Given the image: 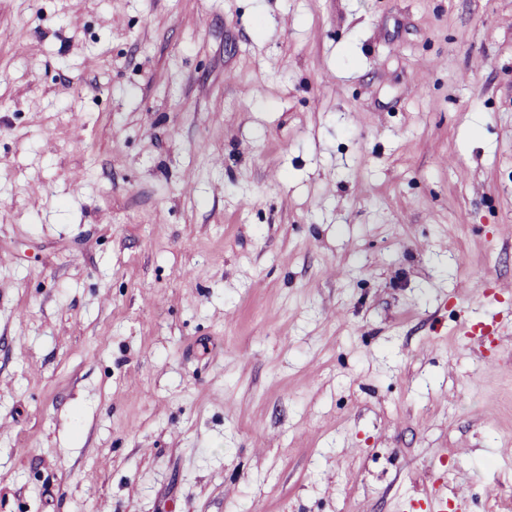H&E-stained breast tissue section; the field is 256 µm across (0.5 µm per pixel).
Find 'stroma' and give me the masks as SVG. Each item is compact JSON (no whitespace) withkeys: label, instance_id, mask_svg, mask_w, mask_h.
<instances>
[{"label":"stroma","instance_id":"obj_1","mask_svg":"<svg viewBox=\"0 0 512 512\" xmlns=\"http://www.w3.org/2000/svg\"><path fill=\"white\" fill-rule=\"evenodd\" d=\"M512 0H0V512H512ZM503 324V317L499 311L488 309L482 319L465 322L466 336L477 337L478 340L498 332Z\"/></svg>","mask_w":512,"mask_h":512}]
</instances>
